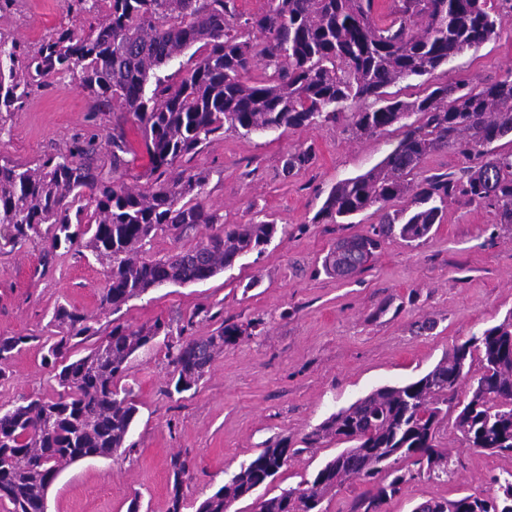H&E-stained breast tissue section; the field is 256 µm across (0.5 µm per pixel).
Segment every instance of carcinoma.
I'll list each match as a JSON object with an SVG mask.
<instances>
[{"mask_svg": "<svg viewBox=\"0 0 512 512\" xmlns=\"http://www.w3.org/2000/svg\"><path fill=\"white\" fill-rule=\"evenodd\" d=\"M269 10L236 23V0H68L70 13L89 15V26H60L33 48L0 33V137L33 87L69 74L78 88L103 106L118 103L141 134L148 159L147 187L122 179L125 156L134 153L123 127L107 139L110 170L94 163L98 146L76 141L66 151L31 167L0 163V251L45 238L91 251L106 277L99 306L120 310L130 300L167 284L208 280L237 258L269 244L278 233L272 221L225 224L204 203L208 176L178 169L226 131H257L341 125L355 138L399 125L394 150L364 174L329 191L314 222L341 220L375 208L377 223L347 240L375 253L398 237L411 244L428 236L444 217L450 198L494 212L496 223L512 224V68L498 81L468 87L435 83L412 101L388 88L432 75L466 50L498 35L501 9L512 0H391V19L378 23L375 0H271ZM205 54L177 82L159 71L191 47ZM260 65L271 73L252 78ZM414 121L407 122V119ZM452 148L471 161L451 174H423L434 152ZM314 148L288 153L290 173L310 165ZM410 205L392 208L404 197ZM203 225L205 239L171 255L153 258L146 245L166 232L174 240ZM325 274L345 276L365 265L355 252L331 249ZM49 324L46 340L60 388L54 399L28 396L0 408V503L8 512H44L49 488L65 467L118 453L138 413L132 387H119L131 357L163 337L174 367V390L186 392L204 378L212 360L256 323L218 327L208 336H187L160 318L137 327L117 324L80 358L73 340L97 334L88 317L64 306ZM27 336H0V377ZM479 364L471 382L458 379L461 365ZM458 408L456 427L469 447L512 453V314L479 336L453 347L432 370L402 386H385L328 417L306 437L309 444L334 438L349 447L313 479L274 496L256 498L253 512H322L321 504L351 479L371 484L361 502L379 512L412 470L392 468L410 460L417 471L440 478L450 456L438 448L442 406ZM297 453L280 440L240 466L196 512H230L252 496ZM173 495L167 512H182L180 489L190 478L189 461L171 460ZM495 512L506 499L464 496L430 501L432 512Z\"/></svg>", "mask_w": 512, "mask_h": 512, "instance_id": "1", "label": "carcinoma"}]
</instances>
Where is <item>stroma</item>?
I'll use <instances>...</instances> for the list:
<instances>
[{
	"instance_id": "35a3bbf8",
	"label": "stroma",
	"mask_w": 512,
	"mask_h": 512,
	"mask_svg": "<svg viewBox=\"0 0 512 512\" xmlns=\"http://www.w3.org/2000/svg\"><path fill=\"white\" fill-rule=\"evenodd\" d=\"M71 19L67 0H16L0 13V29L35 44ZM511 66L512 13L505 12L498 37L458 55L446 70L412 80L400 95L434 82L490 83ZM119 119L99 111L71 78L52 80L15 115L10 135L0 138V159L30 163L92 139L98 164L108 165L105 143ZM398 139L392 131L355 140L332 125L225 132L187 163L209 175L206 206L225 223L272 221L281 234L207 281L149 290L114 314L98 308L105 277L89 251L34 239L0 252V335L27 339L0 378V407L30 395L56 398L43 343L62 304L89 316L102 336L113 325L158 317L191 336L256 324L252 336L225 345L197 389L182 394L169 391L173 367L162 340L139 350L125 377L139 408L125 451L62 471L48 492L50 512H127L135 498L140 512H167L176 455L195 464L181 494L184 512H196L242 463L282 438L296 454L266 491L298 486L343 449L330 438L305 442L332 413L380 387L419 378L453 346L512 314V225L462 199L449 200L443 222L419 245L393 238L359 274L323 272L328 250L366 233L377 216L369 208L347 224H317L315 214L333 185L372 169ZM308 145L316 161L284 175L288 152ZM437 441L451 453L452 475L408 482L381 512L493 496L494 477L512 472L511 453L468 448L454 416L445 417Z\"/></svg>"
}]
</instances>
